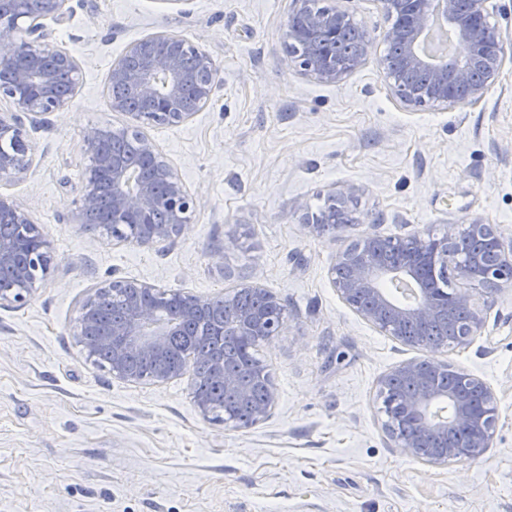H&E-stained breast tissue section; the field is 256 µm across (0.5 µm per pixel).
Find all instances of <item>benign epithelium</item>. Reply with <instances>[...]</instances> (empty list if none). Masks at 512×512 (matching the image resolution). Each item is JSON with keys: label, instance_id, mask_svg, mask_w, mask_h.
Listing matches in <instances>:
<instances>
[{"label": "benign epithelium", "instance_id": "obj_1", "mask_svg": "<svg viewBox=\"0 0 512 512\" xmlns=\"http://www.w3.org/2000/svg\"><path fill=\"white\" fill-rule=\"evenodd\" d=\"M70 0H39L37 14L0 8V97L14 108L0 115V176L26 173L32 165L25 120L59 111L77 88L80 68L71 54L52 39L48 22H59L70 12ZM391 25L382 41L399 49L395 66L378 59L392 94L408 110L423 107H465L480 102L495 83L508 58L501 28L490 22L491 0H375ZM300 21L299 30L288 27V59L320 82L334 84L377 55L376 39L363 34L357 50L338 60L315 51L303 53L299 42L315 37L334 39L353 24L351 15L335 6L318 7L316 0H294L289 20ZM218 84L212 59L189 42L168 33L144 36L112 63L108 87H129L146 110L130 109L128 100L111 95V107L128 117L126 125L89 126L83 133V151L89 159L71 223L87 224L108 205L105 226L112 240L126 242L124 225L136 224V244L148 246L169 240L187 227L199 200L187 189L157 145L141 128L149 124L180 126L191 121L211 101ZM9 144L12 149L1 148ZM337 209L354 207V223L373 224L372 215L357 208L351 186L328 193ZM0 218L24 229L34 240L29 256L33 269L16 265L17 240L0 236V270L14 272V286L0 290V305L26 301L37 279L51 270L52 247L17 202L0 195ZM302 223L322 234V225L339 223L338 215L304 213ZM454 267L470 290L442 299L428 288V277ZM330 279L339 298L362 319L400 344L425 352L442 349L427 342V327L448 316V304L461 309L466 319L458 331V344L468 343L484 325L482 309L473 292L494 298L512 284V256L505 253L501 233L492 224L473 220L453 227L448 235L414 233L406 237L366 235L336 256ZM240 291L256 295L281 308L278 318L265 313L241 315L232 331L256 337V346L272 344L288 326L286 309L268 289L247 284ZM106 297L123 304L125 316L99 339L85 336L95 321L98 304ZM231 295L204 298L167 290L157 284L112 278L101 282L83 301L79 326L83 349L94 357L104 346L112 348L110 370L125 381H136L127 358L137 355L153 363L152 379L162 383L186 372L188 361L168 359L169 338L200 310L222 305ZM448 363L433 358L402 361L380 381L387 389L399 378L411 385L402 398L383 401L384 430L406 456L427 465L469 462L492 445L498 419L491 388L480 377L465 373L458 387H442L430 379L429 370ZM227 393L242 395L245 386L218 361ZM253 379L265 387L263 401L248 420L239 419L231 406L224 408V426L249 428L265 420L275 407L277 389L267 363L257 358Z\"/></svg>", "mask_w": 512, "mask_h": 512}]
</instances>
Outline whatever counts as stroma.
<instances>
[{
	"label": "stroma",
	"mask_w": 512,
	"mask_h": 512,
	"mask_svg": "<svg viewBox=\"0 0 512 512\" xmlns=\"http://www.w3.org/2000/svg\"><path fill=\"white\" fill-rule=\"evenodd\" d=\"M53 38L76 59L74 95L28 128L33 168L0 178L51 242L50 275L24 304L0 306V512H512V287L480 335L437 360L491 387L488 452L427 465L394 448L381 378L418 350L337 296V253L368 234L440 237L481 219L512 240V62L479 103L405 109L376 59L336 84L286 54L292 0H71ZM154 32L207 53L221 80L181 126L147 125L202 205L185 232L144 247L67 216L88 160L83 132L121 127L108 73ZM357 188L371 224L319 237L302 224L333 187ZM121 277L216 297L258 283L288 313L259 355L277 404L264 421H207L191 375L114 378L83 352L81 305Z\"/></svg>",
	"instance_id": "1"
}]
</instances>
